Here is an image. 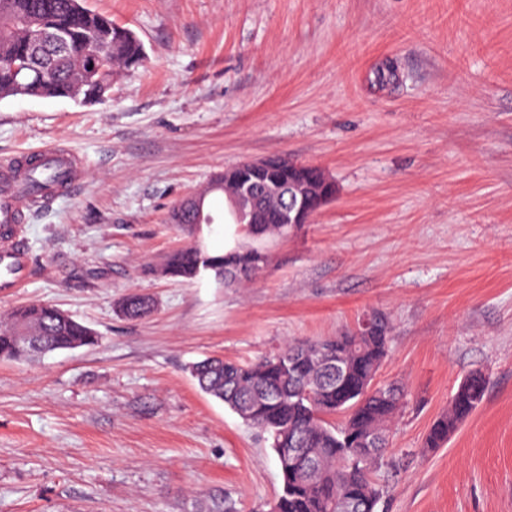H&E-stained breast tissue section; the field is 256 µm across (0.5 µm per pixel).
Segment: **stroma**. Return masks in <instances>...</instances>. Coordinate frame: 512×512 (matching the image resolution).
Masks as SVG:
<instances>
[{
    "label": "stroma",
    "instance_id": "stroma-1",
    "mask_svg": "<svg viewBox=\"0 0 512 512\" xmlns=\"http://www.w3.org/2000/svg\"><path fill=\"white\" fill-rule=\"evenodd\" d=\"M134 30L142 66L107 98L0 100V161L53 143L72 192L31 210L24 288L91 348L0 361V512H269L264 436L190 364L390 322L377 382L405 402L378 512H512V0H84ZM326 172L334 201L238 285L158 267L171 208L244 160ZM153 312L116 311L129 292ZM482 405L427 451L461 380Z\"/></svg>",
    "mask_w": 512,
    "mask_h": 512
}]
</instances>
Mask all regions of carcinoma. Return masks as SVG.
Segmentation results:
<instances>
[{
  "label": "carcinoma",
  "mask_w": 512,
  "mask_h": 512,
  "mask_svg": "<svg viewBox=\"0 0 512 512\" xmlns=\"http://www.w3.org/2000/svg\"><path fill=\"white\" fill-rule=\"evenodd\" d=\"M102 45L100 69L85 64L90 42ZM145 48L132 29L94 13L83 0H0V99L67 98L80 105L105 100L112 78L143 64ZM254 177L263 186L288 180V159ZM235 167L219 174L208 194H235ZM288 200L262 197L243 225V242L227 253H211L191 243L171 253L161 272L196 279L205 272L224 282L249 277L267 263L265 243L294 228L281 222ZM171 219L189 236L197 225L185 208ZM121 311L131 320L150 311L148 299L125 298ZM391 326L382 317L370 325L316 342L290 341L279 352L242 365L222 357L194 363L189 372L204 393L224 402L245 422L267 435L282 479L277 512H336L354 503L358 512H377L382 489L374 479L378 461L389 447V423L404 391L373 380L387 356ZM99 336L53 304L35 302L13 311L0 325V359L28 360L58 351L95 346ZM344 368L341 376L329 364ZM486 377L467 375L448 410L437 416L424 447L442 448L459 424L484 401ZM344 414L340 424L327 418ZM290 448L301 452L292 454Z\"/></svg>",
  "instance_id": "obj_1"
}]
</instances>
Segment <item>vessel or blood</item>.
Here are the masks:
<instances>
[{"instance_id":"1","label":"vessel or blood","mask_w":512,"mask_h":512,"mask_svg":"<svg viewBox=\"0 0 512 512\" xmlns=\"http://www.w3.org/2000/svg\"><path fill=\"white\" fill-rule=\"evenodd\" d=\"M56 176L61 190L74 188L80 181L81 158L72 150L57 145L35 151L31 163L0 168V292L9 293L24 286L27 252L19 234L24 209L46 203L52 191L28 194L22 191L31 167Z\"/></svg>"}]
</instances>
